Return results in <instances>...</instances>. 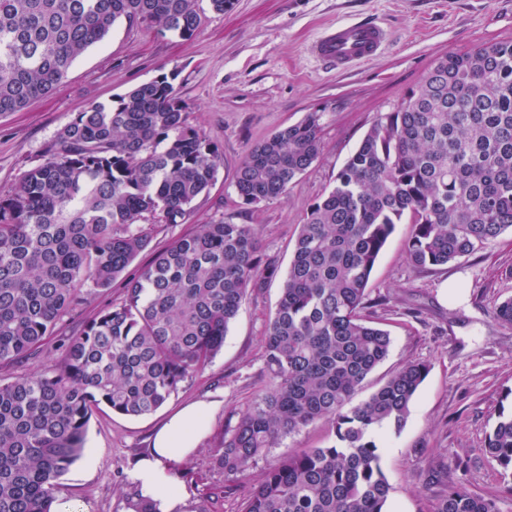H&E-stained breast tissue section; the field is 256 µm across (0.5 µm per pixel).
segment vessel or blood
Masks as SVG:
<instances>
[{
	"mask_svg": "<svg viewBox=\"0 0 512 512\" xmlns=\"http://www.w3.org/2000/svg\"><path fill=\"white\" fill-rule=\"evenodd\" d=\"M390 39L389 29L380 22H339L317 36L308 52L326 68L343 71L373 60Z\"/></svg>",
	"mask_w": 512,
	"mask_h": 512,
	"instance_id": "vessel-or-blood-1",
	"label": "vessel or blood"
}]
</instances>
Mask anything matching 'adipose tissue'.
<instances>
[{
  "instance_id": "ef3b65f1",
  "label": "adipose tissue",
  "mask_w": 512,
  "mask_h": 512,
  "mask_svg": "<svg viewBox=\"0 0 512 512\" xmlns=\"http://www.w3.org/2000/svg\"><path fill=\"white\" fill-rule=\"evenodd\" d=\"M215 411L214 405L200 402L173 414L157 432L150 457L134 470L132 478L142 495L158 501L160 512H175L180 504L183 493L170 469L194 450Z\"/></svg>"
}]
</instances>
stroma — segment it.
Segmentation results:
<instances>
[{"instance_id": "1", "label": "stroma", "mask_w": 512, "mask_h": 512, "mask_svg": "<svg viewBox=\"0 0 512 512\" xmlns=\"http://www.w3.org/2000/svg\"><path fill=\"white\" fill-rule=\"evenodd\" d=\"M375 19L393 33L373 61L343 72L323 70L308 43L337 21ZM512 40V0H234L230 10H204L193 38L182 39L142 23L118 22L91 47L51 94L18 112L0 113V195L43 160L45 146L91 104L110 103L160 70L177 69L178 96L187 122L216 143L223 164L208 194L182 224H156L152 240L128 268L135 275L155 249L220 219L257 224L262 253L280 271L242 304L223 350L184 382L153 414L121 416L101 408L86 433L87 451L60 478L57 504L81 512H129L137 487L132 472L147 454L157 428L187 404L215 401L219 410L195 450L174 464L185 503L180 512L207 505L211 512H242L268 468L288 455L327 445L330 429L319 421L281 436L238 479L227 480L213 460L222 435L268 384L263 336L288 271L309 206L335 184L336 174L378 113L451 52ZM321 113L319 158L289 188L284 200L243 210L233 175L245 153L307 113ZM410 226L398 224L380 254L369 291L371 315L389 331V358L368 378L373 392L407 362H425L422 384L401 432L382 436V466L390 485L389 512H429L437 494L426 482L432 463L446 461L448 479L496 498L512 512V486L485 450L501 392L512 389V329L492 312L512 297V234L443 267L412 268L406 259ZM124 279L90 290L87 300L59 322L40 351L24 362L0 364L8 382L52 364L59 346L80 325L121 302Z\"/></svg>"}]
</instances>
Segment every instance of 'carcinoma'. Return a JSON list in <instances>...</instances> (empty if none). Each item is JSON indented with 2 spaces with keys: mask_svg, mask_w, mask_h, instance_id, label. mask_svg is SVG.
Segmentation results:
<instances>
[{
  "mask_svg": "<svg viewBox=\"0 0 512 512\" xmlns=\"http://www.w3.org/2000/svg\"><path fill=\"white\" fill-rule=\"evenodd\" d=\"M192 38L199 0H0V112L52 93L115 23ZM178 71L78 113L0 196V362L30 359L88 289L107 288L151 242L144 224H181L215 182L219 147L189 126ZM322 113L251 147L234 173L244 209L284 199L319 157ZM411 224L416 270L443 266L512 232V42L454 52L377 115L310 205L264 337L266 392L215 446L224 477L245 474L282 435L317 420L332 440L268 469L243 512H387L380 432L401 431L430 366L407 362L353 403L388 357L368 286L396 224ZM278 274L254 224L218 220L154 252L124 301L84 323L48 368L0 383V512H52L58 480L85 452L105 405L162 407L224 346L247 295ZM494 318L512 327V297ZM486 452L512 476V413ZM430 512H499L448 483Z\"/></svg>",
  "mask_w": 512,
  "mask_h": 512,
  "instance_id": "carcinoma-1",
  "label": "carcinoma"
}]
</instances>
